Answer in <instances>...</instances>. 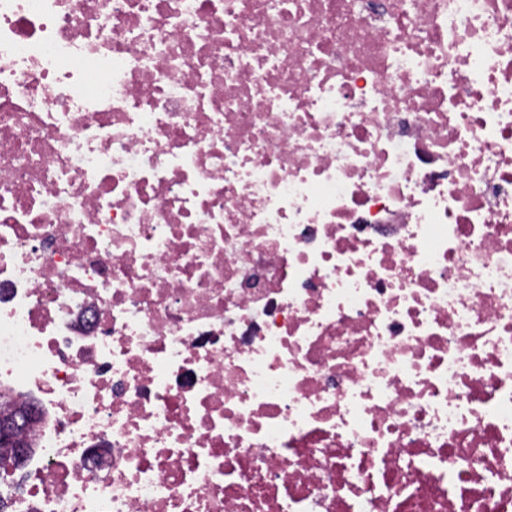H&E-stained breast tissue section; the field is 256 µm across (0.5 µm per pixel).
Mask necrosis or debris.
<instances>
[{"mask_svg":"<svg viewBox=\"0 0 512 512\" xmlns=\"http://www.w3.org/2000/svg\"><path fill=\"white\" fill-rule=\"evenodd\" d=\"M0 512H512V0H0ZM27 407V410H19L20 412L22 411L25 413L29 411L31 412L26 415L16 413L9 406L0 408V420H2V435H0V466L2 471L10 472L16 469L23 458L26 448H28V451L30 450V444L23 441L26 446L25 448L19 441V438L23 437L29 424L35 418V413L31 406L27 405Z\"/></svg>","mask_w":512,"mask_h":512,"instance_id":"necrosis-or-debris-1","label":"necrosis or debris"}]
</instances>
